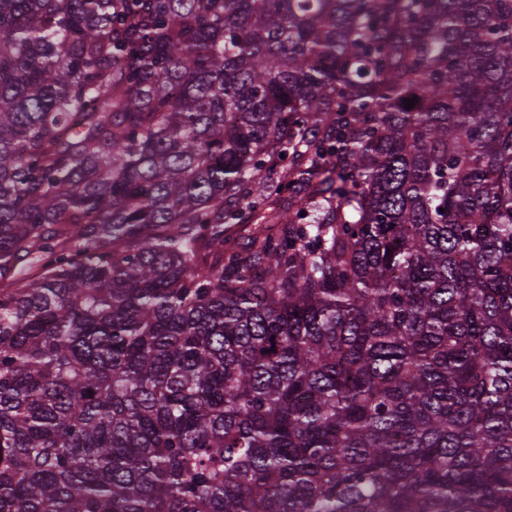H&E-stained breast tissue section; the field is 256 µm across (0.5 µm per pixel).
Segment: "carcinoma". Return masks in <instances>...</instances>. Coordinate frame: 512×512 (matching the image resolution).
I'll return each instance as SVG.
<instances>
[{"instance_id":"carcinoma-1","label":"carcinoma","mask_w":512,"mask_h":512,"mask_svg":"<svg viewBox=\"0 0 512 512\" xmlns=\"http://www.w3.org/2000/svg\"><path fill=\"white\" fill-rule=\"evenodd\" d=\"M0 512H512V0H0Z\"/></svg>"}]
</instances>
